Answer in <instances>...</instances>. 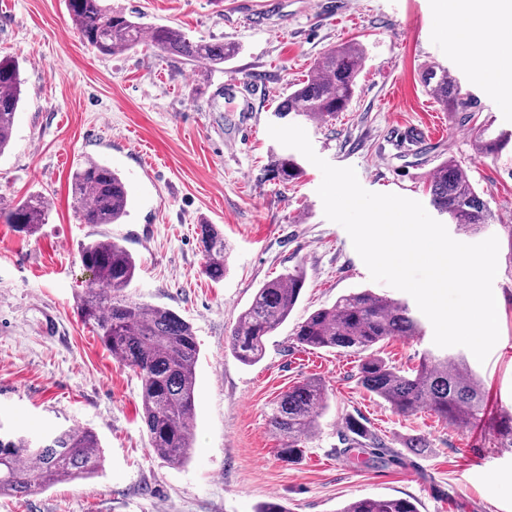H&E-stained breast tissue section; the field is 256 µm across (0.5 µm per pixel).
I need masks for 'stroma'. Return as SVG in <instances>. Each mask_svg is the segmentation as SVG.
<instances>
[{"label": "stroma", "instance_id": "35a3bbf8", "mask_svg": "<svg viewBox=\"0 0 512 512\" xmlns=\"http://www.w3.org/2000/svg\"><path fill=\"white\" fill-rule=\"evenodd\" d=\"M193 40L235 44L209 67L145 48L102 56L78 38L66 0H0V54L17 61L22 101L11 146L0 154V198L32 194L51 210L25 236L0 221V423L29 434L58 427L94 431L102 473L62 481L23 500L0 497V512H255L275 500L288 512H340L359 498L410 497L419 512H512V451L488 445V426L457 429L429 411L399 416L357 381L360 357L306 349L294 329L309 313L362 288L410 302L372 281L347 231L327 220L317 193L321 171L300 159L301 177L283 185L264 169L285 148L268 133L277 104L305 81L326 50L360 43L354 98L332 124L304 123L315 152L354 168L363 188L428 203L434 169L452 156L496 215L493 283L500 337L485 362L465 357L489 394L490 410H512V144L480 153L473 129L512 132V99L481 83L443 33L437 0H103ZM448 70L474 120L447 112L421 82ZM122 173L131 188L121 224L81 223L69 183L86 159ZM216 224L229 248L222 281L201 275L197 227ZM135 257L134 298L177 311L200 345L194 448L173 468L150 447L136 374L107 352L77 314L88 280L79 249L102 236ZM303 271L305 290L266 343L262 360L240 363L225 341L257 288ZM419 338L385 343L381 356L415 367L434 347ZM317 377L329 408L302 455L285 461L267 426L271 403ZM364 418L405 457L368 464L346 448L343 423ZM425 437L428 450L405 452ZM487 459L476 468L474 457Z\"/></svg>", "mask_w": 512, "mask_h": 512}]
</instances>
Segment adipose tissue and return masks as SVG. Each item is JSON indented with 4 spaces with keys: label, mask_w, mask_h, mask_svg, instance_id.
Returning a JSON list of instances; mask_svg holds the SVG:
<instances>
[{
    "label": "adipose tissue",
    "mask_w": 512,
    "mask_h": 512,
    "mask_svg": "<svg viewBox=\"0 0 512 512\" xmlns=\"http://www.w3.org/2000/svg\"><path fill=\"white\" fill-rule=\"evenodd\" d=\"M452 42L483 83L512 88V0H449Z\"/></svg>",
    "instance_id": "ef3b65f1"
}]
</instances>
